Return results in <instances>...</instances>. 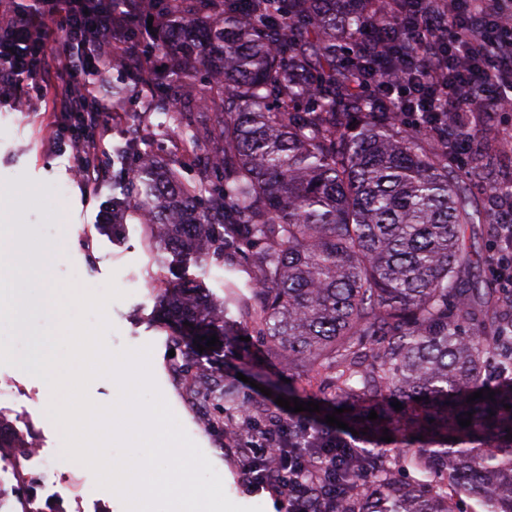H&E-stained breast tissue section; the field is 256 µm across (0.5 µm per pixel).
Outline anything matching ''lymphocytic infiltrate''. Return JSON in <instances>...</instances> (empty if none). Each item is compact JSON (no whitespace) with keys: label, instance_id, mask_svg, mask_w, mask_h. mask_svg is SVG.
I'll use <instances>...</instances> for the list:
<instances>
[{"label":"lymphocytic infiltrate","instance_id":"f902f5d3","mask_svg":"<svg viewBox=\"0 0 512 512\" xmlns=\"http://www.w3.org/2000/svg\"><path fill=\"white\" fill-rule=\"evenodd\" d=\"M441 6L414 19L402 33V42L423 49L424 68L404 64L387 84L389 94L406 101L407 114L444 112L448 136L459 150L473 144L465 132L474 112H489L503 102L501 86L512 71V11L502 0H440ZM85 0H0V100L27 91L38 100H52L72 117L69 142L76 167L87 190H94L103 174L96 158L106 107L90 78L112 67L110 49L129 39L127 31L100 21L96 46L85 41L91 24ZM63 27L68 44L62 55L48 49L56 27ZM449 77L453 94L442 96L421 90L420 82ZM238 449L252 484L277 493L289 512H302L303 478L312 488L328 491L334 480L339 450L353 451L347 433L318 426H291L272 418L248 435L227 438Z\"/></svg>","mask_w":512,"mask_h":512}]
</instances>
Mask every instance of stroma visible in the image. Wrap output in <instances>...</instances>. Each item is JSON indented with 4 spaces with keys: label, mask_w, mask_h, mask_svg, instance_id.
Listing matches in <instances>:
<instances>
[{
    "label": "stroma",
    "mask_w": 512,
    "mask_h": 512,
    "mask_svg": "<svg viewBox=\"0 0 512 512\" xmlns=\"http://www.w3.org/2000/svg\"><path fill=\"white\" fill-rule=\"evenodd\" d=\"M138 101H125L120 110L124 123H110L109 135L101 142L100 157L107 175L91 192L85 191L75 175L71 147L52 148L60 118L51 104H42L31 111L22 100L0 104V193L27 195L20 212V221L33 225L43 243H54L60 234H67L69 244L63 256L53 263V277L73 281L80 287L102 290L108 281H115L123 291L121 300L112 302L108 317L113 325L106 340L111 348L125 346L152 347V373L164 398L190 438L201 448L222 478L228 498L242 506H259L263 512H286V504L275 494L254 490L240 469L234 449L224 442L223 431L210 426L208 419L217 412L213 404H202L185 388L176 371L183 361V350L174 349L169 332L163 326L158 306L155 275L161 264L155 249L149 245V230L137 219H127L120 232H110L101 223L104 209L112 205V185L131 166L132 157L118 154L131 135H138L145 148L160 159L178 160V139L170 130L166 113L153 112L144 122H137ZM478 125L488 136L481 142L478 187L469 197V206L478 217L468 229V243L473 261L463 273V286L479 284L483 288L498 287L499 282L484 257L494 250L491 218L506 200L489 193L492 186L512 180V148L503 146L501 135H512V105L503 104L491 117H483ZM222 263L209 259L190 261L177 270L167 272L171 281L189 279L202 284L207 298L223 300ZM230 334L214 347L206 349L202 358L205 368L231 384L240 400L249 402L254 410L275 408V398L287 395L291 385L300 384L302 369L290 370L280 359L266 352H256L253 342L244 338L242 323L232 322ZM19 380L23 392L0 400V418L16 433L41 441L48 464L60 472L79 470L78 462L59 458V437L53 424L41 413L42 402L31 399V391L40 390L38 378L19 368L0 365V375ZM271 395H264V388Z\"/></svg>",
    "instance_id": "35a3bbf8"
}]
</instances>
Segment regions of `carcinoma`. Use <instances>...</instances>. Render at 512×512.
<instances>
[{"mask_svg": "<svg viewBox=\"0 0 512 512\" xmlns=\"http://www.w3.org/2000/svg\"><path fill=\"white\" fill-rule=\"evenodd\" d=\"M127 2L86 9L153 17L144 47L171 62L113 84L112 102L137 87L144 112L170 115L189 161L201 138L220 145L186 181L126 143L136 164L117 185L118 218L148 225L173 264L214 257L249 274L243 286L224 280L222 304L202 302L196 284L163 289L174 344L225 335L221 314L233 307L288 368L327 373L333 400L372 398L377 419L354 408L349 420L433 444L397 449L418 474L410 481L360 451L336 471L323 512H459L458 495L512 512V304L459 287L473 215L448 178V131L433 116L399 129V104L371 91L398 64L402 18L430 0ZM370 28L390 53L372 52ZM196 112L213 113V127L201 131ZM480 390L483 400H468ZM194 393L224 403L216 426L227 413L255 426L225 384L206 378Z\"/></svg>", "mask_w": 512, "mask_h": 512, "instance_id": "obj_1", "label": "carcinoma"}]
</instances>
